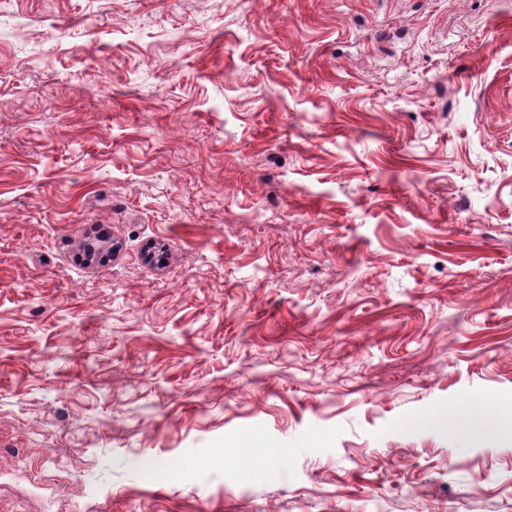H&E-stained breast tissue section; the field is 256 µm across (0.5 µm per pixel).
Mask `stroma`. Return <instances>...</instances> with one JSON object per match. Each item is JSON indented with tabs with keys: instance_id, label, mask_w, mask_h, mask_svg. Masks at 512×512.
I'll return each mask as SVG.
<instances>
[{
	"instance_id": "obj_1",
	"label": "stroma",
	"mask_w": 512,
	"mask_h": 512,
	"mask_svg": "<svg viewBox=\"0 0 512 512\" xmlns=\"http://www.w3.org/2000/svg\"><path fill=\"white\" fill-rule=\"evenodd\" d=\"M0 96V512H512V0H0Z\"/></svg>"
}]
</instances>
